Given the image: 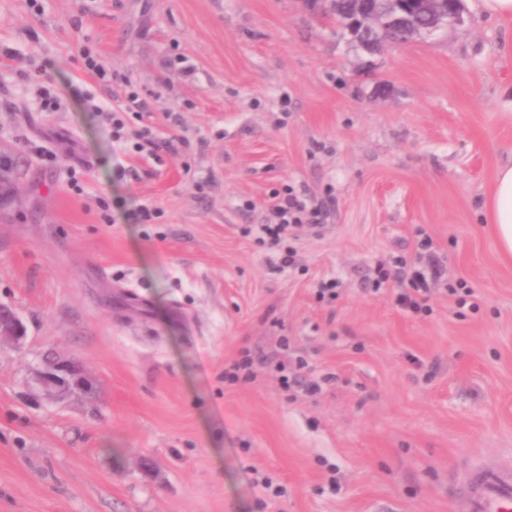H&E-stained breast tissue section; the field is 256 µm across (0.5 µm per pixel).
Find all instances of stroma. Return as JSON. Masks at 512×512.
<instances>
[{
  "instance_id": "obj_1",
  "label": "stroma",
  "mask_w": 512,
  "mask_h": 512,
  "mask_svg": "<svg viewBox=\"0 0 512 512\" xmlns=\"http://www.w3.org/2000/svg\"><path fill=\"white\" fill-rule=\"evenodd\" d=\"M87 3L0 0V304L29 334L0 341V512H451L475 461L512 455V260L485 215L512 163V17L463 0L369 55L303 0ZM79 41L184 153L120 150ZM287 184L324 214L276 272L254 230ZM421 230L447 279L428 315L370 288ZM281 336L317 392L282 386ZM244 347L256 377L226 383ZM48 352L90 389H31Z\"/></svg>"
}]
</instances>
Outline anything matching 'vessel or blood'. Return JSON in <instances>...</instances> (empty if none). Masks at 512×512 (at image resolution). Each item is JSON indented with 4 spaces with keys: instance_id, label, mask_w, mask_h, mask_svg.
Here are the masks:
<instances>
[{
    "instance_id": "obj_1",
    "label": "vessel or blood",
    "mask_w": 512,
    "mask_h": 512,
    "mask_svg": "<svg viewBox=\"0 0 512 512\" xmlns=\"http://www.w3.org/2000/svg\"><path fill=\"white\" fill-rule=\"evenodd\" d=\"M453 512H512V466L474 464L451 500Z\"/></svg>"
}]
</instances>
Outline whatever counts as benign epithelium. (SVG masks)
<instances>
[{
	"mask_svg": "<svg viewBox=\"0 0 512 512\" xmlns=\"http://www.w3.org/2000/svg\"><path fill=\"white\" fill-rule=\"evenodd\" d=\"M387 9L376 16L378 36L374 49L380 50L385 44L399 46L409 40L387 37L389 29L402 26L410 12H420L433 19L436 28L441 29L460 21L461 0H386ZM8 339L17 345L28 339V328L23 318L7 306L0 304V340ZM35 380L47 393H68L88 387V379L80 364L73 358L54 357L53 362L43 361L36 370Z\"/></svg>",
	"mask_w": 512,
	"mask_h": 512,
	"instance_id": "7a95c632",
	"label": "benign epithelium"
}]
</instances>
